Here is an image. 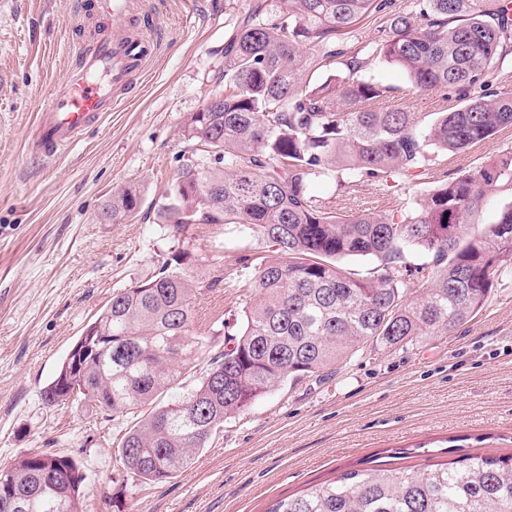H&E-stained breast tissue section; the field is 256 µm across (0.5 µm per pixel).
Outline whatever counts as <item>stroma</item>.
<instances>
[{"label": "stroma", "instance_id": "stroma-1", "mask_svg": "<svg viewBox=\"0 0 512 512\" xmlns=\"http://www.w3.org/2000/svg\"><path fill=\"white\" fill-rule=\"evenodd\" d=\"M78 0H0V465L30 453L70 456L85 473L83 512H117L111 417L94 403L47 406L44 387L117 288L183 252L191 280L211 283L197 316L235 322L247 288L217 279L243 254L276 258L252 232L190 225L166 233L159 210L193 156L190 116L215 93L224 42L251 0H150L168 40L111 112L60 155L29 137L54 85L74 63L72 40L92 16ZM390 107L433 111L436 92L406 95L383 64ZM512 147V129L449 157L448 177ZM124 188L139 191L120 224L99 214ZM512 454V278L460 330L408 350L365 348L347 362L286 379L225 421L192 465L128 491L129 512H266L276 499L372 466L421 472L472 456Z\"/></svg>", "mask_w": 512, "mask_h": 512}]
</instances>
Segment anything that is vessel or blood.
<instances>
[{"label":"vessel or blood","mask_w":512,"mask_h":512,"mask_svg":"<svg viewBox=\"0 0 512 512\" xmlns=\"http://www.w3.org/2000/svg\"><path fill=\"white\" fill-rule=\"evenodd\" d=\"M81 8L95 12L104 24L75 42L74 67L37 116L30 147L46 159L71 147L111 111L118 95L145 71L164 43L145 0H83Z\"/></svg>","instance_id":"b4317fda"}]
</instances>
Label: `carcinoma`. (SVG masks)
Masks as SVG:
<instances>
[{"label":"carcinoma","mask_w":512,"mask_h":512,"mask_svg":"<svg viewBox=\"0 0 512 512\" xmlns=\"http://www.w3.org/2000/svg\"><path fill=\"white\" fill-rule=\"evenodd\" d=\"M275 18L269 19L270 12ZM389 12L377 33L359 22ZM512 55V0H258L224 44V92L184 129L194 162L182 168L164 206L169 235L191 224L245 227L277 247L279 260L253 267L238 257L237 288L250 299L237 331L215 341L223 317L198 321L193 299L219 284L189 280L182 254L153 275L117 288L42 391L48 406L91 400L112 420L122 482L160 484L191 466L224 420L288 377L297 380L372 346L404 349L452 333L483 308L512 273V200L486 228L472 217L486 197L512 192V150L389 214L336 213L312 195L316 178L347 192L367 181L404 180L444 164L512 128V90L500 88ZM405 75L406 91L441 92L436 111L390 108L394 88L371 65ZM340 68L314 84L310 71ZM139 194L112 196L100 219L118 224ZM430 287L415 301L405 288L409 257ZM374 262L352 276L347 259ZM86 475L68 456L27 453L0 466V499L19 512H82ZM266 512H512V455H475L425 472L349 471Z\"/></svg>","instance_id":"obj_1"}]
</instances>
